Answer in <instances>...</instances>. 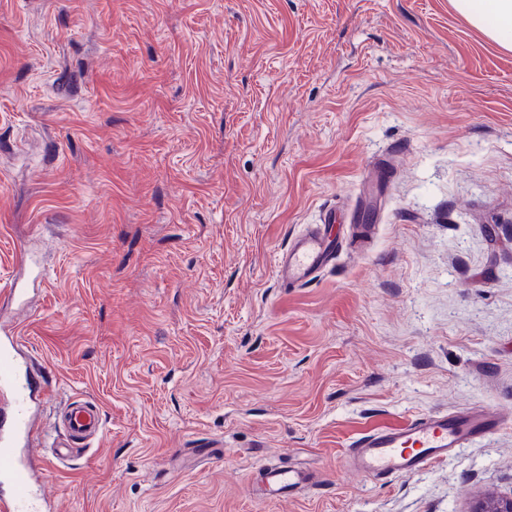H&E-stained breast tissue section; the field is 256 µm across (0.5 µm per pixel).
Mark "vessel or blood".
Here are the masks:
<instances>
[{"label": "vessel or blood", "mask_w": 512, "mask_h": 512, "mask_svg": "<svg viewBox=\"0 0 512 512\" xmlns=\"http://www.w3.org/2000/svg\"><path fill=\"white\" fill-rule=\"evenodd\" d=\"M328 225L310 224L278 253L276 278L291 288L307 284L334 260ZM18 326L0 327V512H46L51 468L74 461L102 429L98 405L76 398L58 414L62 439L45 467L34 468L28 449L37 432L41 385L36 365L21 351ZM483 407L420 416L396 428L365 434L348 450L345 464L374 479H393L448 458L470 439L499 429ZM264 496L278 499L306 486V473L288 465L260 467Z\"/></svg>", "instance_id": "obj_1"}]
</instances>
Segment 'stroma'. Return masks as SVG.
Masks as SVG:
<instances>
[{
    "instance_id": "35a3bbf8",
    "label": "stroma",
    "mask_w": 512,
    "mask_h": 512,
    "mask_svg": "<svg viewBox=\"0 0 512 512\" xmlns=\"http://www.w3.org/2000/svg\"><path fill=\"white\" fill-rule=\"evenodd\" d=\"M334 212L333 268L274 258ZM29 250L43 283L17 263ZM0 298L104 429L50 512H471L512 496V51L452 0H0ZM494 409L390 481L364 430ZM261 461L306 469L278 501Z\"/></svg>"
}]
</instances>
